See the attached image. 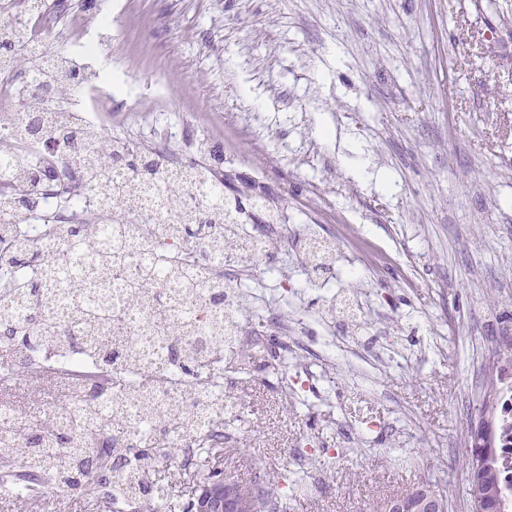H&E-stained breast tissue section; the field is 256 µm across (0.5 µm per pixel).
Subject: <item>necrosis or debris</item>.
Here are the masks:
<instances>
[{"label":"necrosis or debris","instance_id":"1","mask_svg":"<svg viewBox=\"0 0 512 512\" xmlns=\"http://www.w3.org/2000/svg\"><path fill=\"white\" fill-rule=\"evenodd\" d=\"M54 15L47 0H15L11 9L0 15V31L12 33L24 55L40 54L37 69L7 67L0 63V182L12 183L28 159L50 158L59 177H67L73 167L72 153L65 145H57L47 153L44 138L28 134V118L34 103H41L46 134L55 132L62 117L94 131L103 138L112 115L115 93L131 98L135 89L130 83L121 87L102 80L87 83L79 104L64 108L58 102L57 86L52 73L76 66L73 56L50 50L49 35ZM149 134L156 140L155 152L164 162L144 194L137 211L122 224V234L113 238L112 247L130 255L129 261L112 275V307L120 319L113 324L111 335L124 350L139 352L145 373L130 374L124 362H112V394L90 399L78 380L86 371L96 370L89 357L88 338L79 322L70 314L71 294L66 278L73 266L83 275H91L95 265L91 258L73 255L66 249L68 225L84 220L88 212L102 210L100 196L90 185L98 179L93 149H85L82 160L83 178L79 186L67 193H41L34 196L26 215L30 222L48 224L50 235L40 237L44 250L54 253L60 276L49 286L53 299L48 306L58 332L55 337L34 343L28 361L37 371L29 378L31 390L47 393L40 410L66 428L84 422L76 430V443L81 448L100 447L111 440L116 452L112 456L115 470L134 476L143 471L140 455L144 448H171L181 468L193 466L198 449L217 443L232 445L240 440L238 427L249 422L252 408L237 393L238 383L256 377L259 363L276 364L288 355L308 352L301 335L306 326L303 316H288L268 305H245L241 272L247 267L268 263L284 243L286 226L282 219L267 224L252 223L240 214L238 223L244 232L232 250L211 249L213 237L221 233L217 224L202 225L191 235L172 233L185 212L203 213L210 201L202 184H176L172 171L181 168L182 158L166 146L171 130L154 121ZM175 257L181 266L198 272L194 293H184L177 282H170L165 299L148 296L137 302L126 299V287L136 280L143 266L153 263L157 253ZM338 247L325 239L302 241L299 285L324 287L323 266H338ZM223 294L219 314L224 320V344L215 348L211 340L212 312L209 299ZM192 352L201 362L197 375L181 374L174 362L176 351ZM223 369L224 381L214 386L212 374ZM498 416L495 424L497 446L501 458V481L512 485V380H498ZM61 393L66 408L57 406L53 395ZM120 400L123 424L112 427L113 400ZM176 403L187 404L189 420H175L162 427L146 426L145 407L163 408Z\"/></svg>","mask_w":512,"mask_h":512}]
</instances>
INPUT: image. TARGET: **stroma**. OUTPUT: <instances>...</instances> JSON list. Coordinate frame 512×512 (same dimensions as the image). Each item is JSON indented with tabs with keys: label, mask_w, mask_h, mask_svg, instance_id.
<instances>
[{
	"label": "stroma",
	"mask_w": 512,
	"mask_h": 512,
	"mask_svg": "<svg viewBox=\"0 0 512 512\" xmlns=\"http://www.w3.org/2000/svg\"><path fill=\"white\" fill-rule=\"evenodd\" d=\"M77 13L95 34L159 23L148 53L127 44L101 59L123 79L146 64L153 81L141 101L115 99L113 136L141 139L139 119L156 113L185 134L173 152L206 133V164L286 206L294 231L350 227L399 262L362 261L332 281L360 292L362 321L331 317L319 292H288L297 244L245 278L266 304L305 316L312 344L335 341L336 356L317 389L297 383L286 400L268 381L240 387L255 417L226 468L246 483L265 464L277 482L287 449L306 445L319 480L295 487L294 512H362L424 475L447 480L449 512H469L478 385L512 337V0H62L58 28ZM319 205L335 223H316ZM105 505L59 489L0 498V512Z\"/></svg>",
	"instance_id": "35a3bbf8"
}]
</instances>
